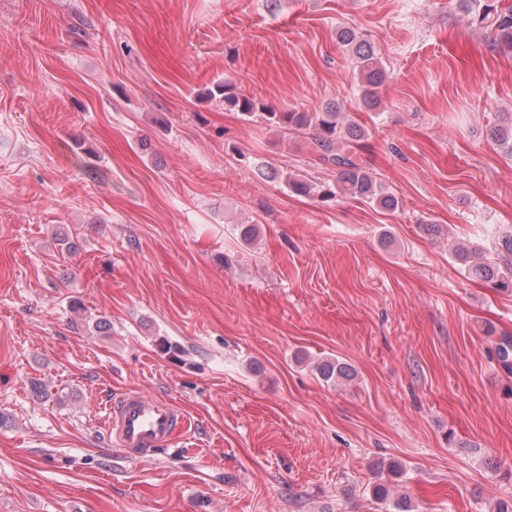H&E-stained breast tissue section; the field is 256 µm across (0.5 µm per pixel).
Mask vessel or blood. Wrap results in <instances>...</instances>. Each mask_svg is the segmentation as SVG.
<instances>
[{
    "label": "vessel or blood",
    "mask_w": 512,
    "mask_h": 512,
    "mask_svg": "<svg viewBox=\"0 0 512 512\" xmlns=\"http://www.w3.org/2000/svg\"><path fill=\"white\" fill-rule=\"evenodd\" d=\"M185 427L186 417L174 404L137 390L111 399L107 409L110 446L139 464L153 461Z\"/></svg>",
    "instance_id": "b4317fda"
}]
</instances>
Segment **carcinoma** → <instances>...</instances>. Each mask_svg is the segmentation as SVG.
<instances>
[{
  "label": "carcinoma",
  "mask_w": 512,
  "mask_h": 512,
  "mask_svg": "<svg viewBox=\"0 0 512 512\" xmlns=\"http://www.w3.org/2000/svg\"><path fill=\"white\" fill-rule=\"evenodd\" d=\"M467 11L477 17L480 26L490 30L498 46L512 49V5L502 7L499 0H460ZM339 39L353 55L359 78L364 87L365 105L374 109L378 105L374 98V88L387 78L374 46L361 38L356 32L343 30ZM207 100H218L240 113L245 121L261 118L268 126L277 130L295 131L310 140L319 159L326 165L336 168L337 178L332 183H309L296 176H287L288 188L296 194H314L323 202L338 197L368 199L376 205L397 208L399 201L388 189L379 184L374 177L359 166L349 150L359 145L366 137L367 130L358 122L342 112L338 106H326L320 112L278 111L256 102L253 98L241 94L235 83L224 80L216 82L200 93ZM492 137L504 154L512 158V125L498 126L492 131ZM498 258L491 260L483 256L478 248L460 246L454 249V261L472 275L492 283L502 290L512 288V235L498 242ZM498 358L501 364L512 369V336L504 335L497 343ZM319 376L325 382L349 380L354 376L352 367L339 359L324 360L315 366ZM405 468L395 461L387 464V472L393 480L377 482L372 487V498L383 505L385 512H415L411 500L395 492L392 481L399 480Z\"/></svg>",
  "instance_id": "1"
}]
</instances>
